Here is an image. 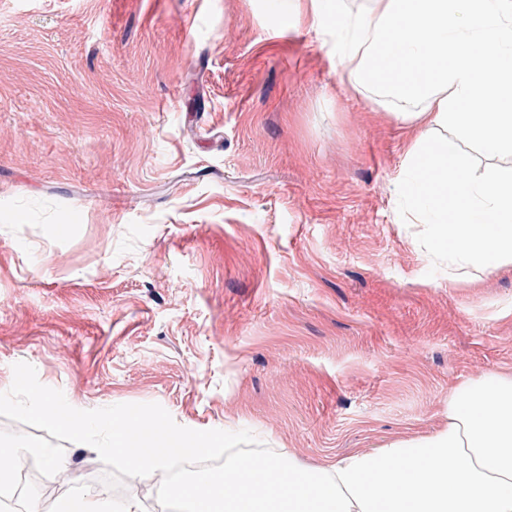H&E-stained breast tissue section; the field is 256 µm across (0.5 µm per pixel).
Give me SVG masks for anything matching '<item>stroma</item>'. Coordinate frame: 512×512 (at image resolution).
Returning <instances> with one entry per match:
<instances>
[{
  "label": "stroma",
  "mask_w": 512,
  "mask_h": 512,
  "mask_svg": "<svg viewBox=\"0 0 512 512\" xmlns=\"http://www.w3.org/2000/svg\"><path fill=\"white\" fill-rule=\"evenodd\" d=\"M418 131L344 84L293 0H0V392L157 403L300 465L433 434L512 373V269L473 288L394 186ZM83 498L164 512L161 476Z\"/></svg>",
  "instance_id": "35a3bbf8"
}]
</instances>
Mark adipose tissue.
Here are the masks:
<instances>
[{
  "label": "adipose tissue",
  "instance_id": "adipose-tissue-1",
  "mask_svg": "<svg viewBox=\"0 0 512 512\" xmlns=\"http://www.w3.org/2000/svg\"><path fill=\"white\" fill-rule=\"evenodd\" d=\"M340 78L424 131L396 191L434 228L436 248L477 283L512 269V169L472 174L460 140L512 153V0H297ZM171 486L189 512H512V375L448 396V426L315 466L240 458Z\"/></svg>",
  "mask_w": 512,
  "mask_h": 512
}]
</instances>
